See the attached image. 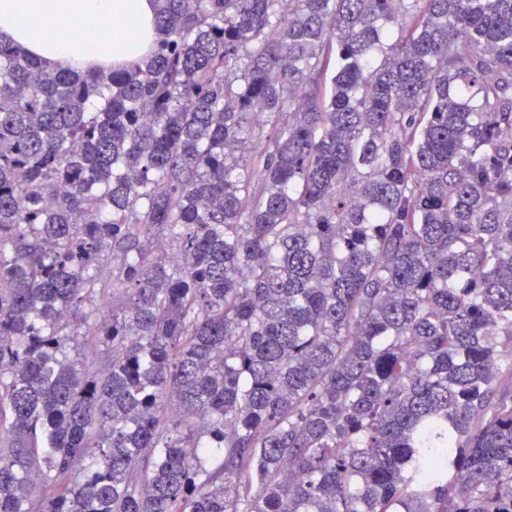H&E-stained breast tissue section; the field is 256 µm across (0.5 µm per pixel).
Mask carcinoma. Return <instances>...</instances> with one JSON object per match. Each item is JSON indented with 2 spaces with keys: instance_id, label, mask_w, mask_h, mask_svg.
<instances>
[{
  "instance_id": "carcinoma-1",
  "label": "carcinoma",
  "mask_w": 512,
  "mask_h": 512,
  "mask_svg": "<svg viewBox=\"0 0 512 512\" xmlns=\"http://www.w3.org/2000/svg\"><path fill=\"white\" fill-rule=\"evenodd\" d=\"M0 42V512H512V0H156ZM156 13L155 0H0V41L34 56L49 71L113 63L130 69L160 38ZM95 22L106 23L113 32L90 52L75 29ZM47 27L54 29V36H35Z\"/></svg>"
}]
</instances>
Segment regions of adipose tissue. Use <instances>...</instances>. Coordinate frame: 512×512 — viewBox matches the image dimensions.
<instances>
[{"label":"adipose tissue","mask_w":512,"mask_h":512,"mask_svg":"<svg viewBox=\"0 0 512 512\" xmlns=\"http://www.w3.org/2000/svg\"><path fill=\"white\" fill-rule=\"evenodd\" d=\"M155 0H0V41L34 56L44 69L121 63L136 67L160 38ZM95 22L111 27V36L88 47L75 30ZM52 28L41 39L37 30Z\"/></svg>","instance_id":"ef3b65f1"}]
</instances>
